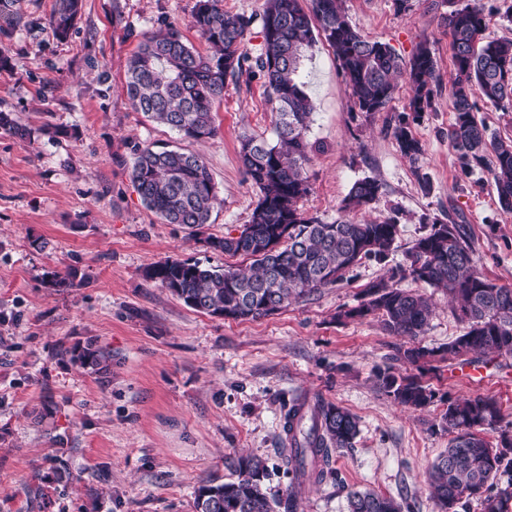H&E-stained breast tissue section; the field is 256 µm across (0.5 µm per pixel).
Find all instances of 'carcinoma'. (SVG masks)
I'll list each match as a JSON object with an SVG mask.
<instances>
[{
	"instance_id": "cac0c4a2",
	"label": "carcinoma",
	"mask_w": 512,
	"mask_h": 512,
	"mask_svg": "<svg viewBox=\"0 0 512 512\" xmlns=\"http://www.w3.org/2000/svg\"><path fill=\"white\" fill-rule=\"evenodd\" d=\"M83 7V0H55L48 18L53 35L66 40ZM20 0H0V34L23 23ZM264 44L260 54L243 50L254 18L224 11L223 0H197L193 26L208 45L199 53L189 46L176 23L162 17L160 31L146 33L127 68L126 93L134 107L152 121L166 125L189 140L215 135L213 105L224 97L228 79L247 74L263 81L275 105L277 142L246 136L240 157L246 174L258 189L250 220L236 235L209 238L222 252L253 258L249 270L223 271L185 260L166 258L152 265L146 277L159 283L188 307L212 316L259 319L288 307L291 300L334 285L364 259L384 261L398 237L390 218L356 222L344 216L328 224L303 212L298 201L308 192L304 168L309 160L306 139L314 104L300 73L302 49L321 36L332 48L350 99L361 112L385 111L405 77L410 110L433 108L437 61L421 44L408 60L387 43L361 35L348 20L343 0H312L307 14L300 0H265L260 14ZM448 28L455 79L452 85L454 121L448 139L462 167L487 165L502 209L512 211V140L498 139L474 115L473 90L491 105L512 109V40H484L483 10L467 5L443 18ZM0 129L20 138L29 130L0 112ZM392 134L400 151L412 161L422 145L410 125L395 121ZM132 181L145 205L167 224L188 228L208 223L217 199L215 183L204 160L180 148L139 150ZM382 185L359 179L351 186L343 210L366 207L378 200ZM279 245L272 250L271 244ZM446 291L452 313L466 331L448 342L450 360L512 355V288L488 281L464 224L435 223L418 238L407 264L387 278L371 283L367 300L338 314L340 318L378 317L392 335L408 339L400 358L418 370L434 361L435 351L415 344L428 324L432 304L424 295L400 287L406 278ZM60 354L90 373L112 374V349L89 340L63 347ZM382 389L401 406L423 408L433 391L415 374L378 376ZM286 441L280 458L296 484L285 499L271 502L263 491L268 477L256 457H227L230 478L201 484L195 495L196 512H296L299 482L308 475L320 483L335 474L333 455L351 448L359 433L357 418L343 407L318 400L295 401L286 414ZM502 418L490 398L448 401L442 427L452 434L448 450L429 472L431 493L440 512H456L463 498L480 501L482 512H512V488L498 486L497 477L512 472V433L503 430L497 442L483 432ZM348 512H405L404 503L373 491L348 496Z\"/></svg>"
}]
</instances>
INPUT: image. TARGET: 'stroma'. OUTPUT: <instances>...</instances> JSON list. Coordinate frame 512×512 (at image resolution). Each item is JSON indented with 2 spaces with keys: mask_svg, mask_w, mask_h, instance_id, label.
I'll use <instances>...</instances> for the list:
<instances>
[{
  "mask_svg": "<svg viewBox=\"0 0 512 512\" xmlns=\"http://www.w3.org/2000/svg\"><path fill=\"white\" fill-rule=\"evenodd\" d=\"M468 2L411 0L400 12L393 0H344L351 24L402 58L428 43L439 79L432 110L419 115L404 83L386 111H358L329 45L305 48L300 71L315 109L303 210L334 222L352 184L371 177L382 185L378 200L349 215L395 219L399 235L386 261L363 260L273 315L234 320L193 310L145 272L168 257L249 266L208 240L238 233L258 199L239 151L245 135L276 139L261 80L228 81L214 106L215 136L181 139L131 106L126 65L162 16L206 52L191 25L196 0H83L63 42L47 24L54 0H22L24 22L0 35L9 60L0 111L31 131L21 139L0 129V512H196V489L228 478L225 457L241 454L266 461L263 489L283 499L293 480L279 460L283 417L293 400L317 397L355 415L359 434L337 451L335 476L305 483L298 512H347L349 493L365 490L409 512H439L428 472L450 440L440 416L449 401L489 397L501 409L499 429L512 431V356L481 363L478 383L458 375L459 361L438 362L424 376L432 403L405 408L377 380L384 370L409 373L397 358L403 338L377 317L336 315L448 216L469 228L483 275L512 288V214L487 169L462 170L448 142L455 71L440 20ZM400 117L423 146L417 162L392 136ZM158 146L196 152L210 169L217 202L203 227L164 223L135 190L136 151ZM69 270L73 287L47 286V273ZM403 285L432 303L418 345L444 350L465 328L446 293ZM89 339L112 350L105 380L58 354Z\"/></svg>",
  "mask_w": 512,
  "mask_h": 512,
  "instance_id": "stroma-1",
  "label": "stroma"
}]
</instances>
